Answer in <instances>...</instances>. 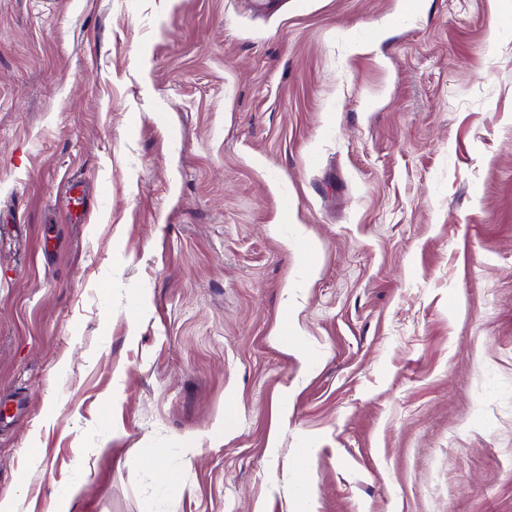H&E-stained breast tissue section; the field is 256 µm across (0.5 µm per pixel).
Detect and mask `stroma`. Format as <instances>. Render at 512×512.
I'll return each instance as SVG.
<instances>
[{
  "mask_svg": "<svg viewBox=\"0 0 512 512\" xmlns=\"http://www.w3.org/2000/svg\"><path fill=\"white\" fill-rule=\"evenodd\" d=\"M75 485L512 512V0H0V499Z\"/></svg>",
  "mask_w": 512,
  "mask_h": 512,
  "instance_id": "obj_1",
  "label": "stroma"
}]
</instances>
